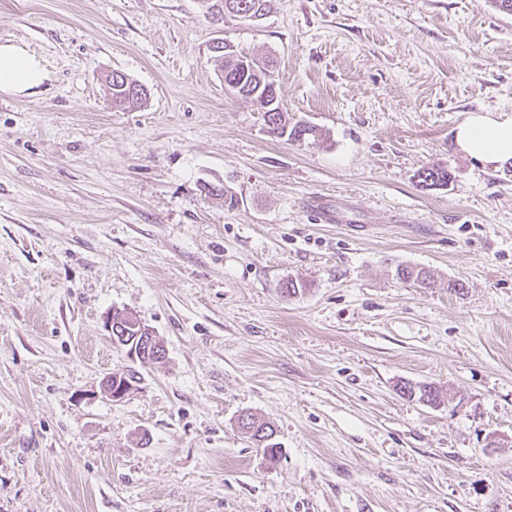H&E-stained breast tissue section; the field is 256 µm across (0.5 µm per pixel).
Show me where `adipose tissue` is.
Listing matches in <instances>:
<instances>
[{"mask_svg":"<svg viewBox=\"0 0 512 512\" xmlns=\"http://www.w3.org/2000/svg\"><path fill=\"white\" fill-rule=\"evenodd\" d=\"M47 78L42 62L26 49L0 44V92L23 93L39 87ZM458 148L488 166L512 160V119L500 120L477 113L459 125Z\"/></svg>","mask_w":512,"mask_h":512,"instance_id":"adipose-tissue-1","label":"adipose tissue"}]
</instances>
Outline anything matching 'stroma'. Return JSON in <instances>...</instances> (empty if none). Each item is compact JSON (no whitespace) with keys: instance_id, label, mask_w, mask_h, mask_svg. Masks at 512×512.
<instances>
[{"instance_id":"35a3bbf8","label":"stroma","mask_w":512,"mask_h":512,"mask_svg":"<svg viewBox=\"0 0 512 512\" xmlns=\"http://www.w3.org/2000/svg\"><path fill=\"white\" fill-rule=\"evenodd\" d=\"M216 37L272 58L289 122L321 138L268 134L225 90ZM0 43L48 71L0 93V512H512V161L454 142L472 114L512 118V14L271 0L218 23L198 0H0ZM115 70L143 108L109 105ZM432 163L448 185L419 184ZM315 197L365 232L321 223ZM116 308L163 361L113 343ZM130 368L112 400L104 377ZM239 425L243 430H247L249 433L251 430H255L250 438L257 448L263 450V454L270 462H277L281 458L282 448H280L279 443L274 442L275 429L270 422L257 420V418L253 417L251 414H243L239 418ZM260 431H263V434L259 437L260 439L254 440Z\"/></svg>"}]
</instances>
